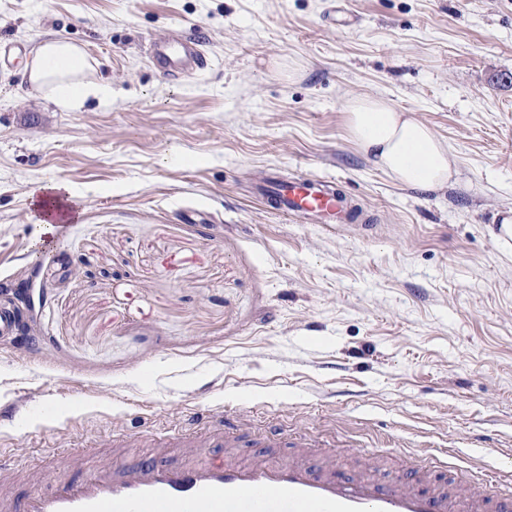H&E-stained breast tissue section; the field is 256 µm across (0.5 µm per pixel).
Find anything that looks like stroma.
Listing matches in <instances>:
<instances>
[{"instance_id":"obj_1","label":"stroma","mask_w":512,"mask_h":512,"mask_svg":"<svg viewBox=\"0 0 512 512\" xmlns=\"http://www.w3.org/2000/svg\"><path fill=\"white\" fill-rule=\"evenodd\" d=\"M179 29L210 65L146 53ZM85 48L110 95L65 111L28 81L46 39ZM303 72L289 79L288 64ZM391 99L446 140L452 185L408 188L350 141L344 105ZM334 178L364 213L325 230L269 213L261 176ZM63 185L77 209L45 229ZM512 0H0V419L23 468L89 470L113 427L175 431L213 402L256 432L336 430L378 476L451 455L455 480L512 456ZM202 46V41L195 35H167L152 41L150 62L162 78L173 81L187 71L203 69L207 65Z\"/></svg>"}]
</instances>
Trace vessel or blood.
Listing matches in <instances>:
<instances>
[{"mask_svg":"<svg viewBox=\"0 0 512 512\" xmlns=\"http://www.w3.org/2000/svg\"><path fill=\"white\" fill-rule=\"evenodd\" d=\"M149 58L169 81L207 64L199 37L185 34L153 40ZM261 198L281 216L320 224L350 219L346 197L324 177L272 178ZM204 421L203 434L191 426L173 436L152 435L158 451L148 462L112 458L83 476L33 474L34 491L21 499L11 485L14 467L0 462V512H512V496L494 500L477 487L460 489L453 479H438L447 463L437 457L392 480L354 469L345 473L329 456L310 463L315 449L329 442L305 433L288 459L258 456L241 463L234 450L252 435L248 415L215 403ZM215 443L223 446V457H205ZM173 448L181 449L180 462H169Z\"/></svg>","mask_w":512,"mask_h":512,"instance_id":"1","label":"vessel or blood"}]
</instances>
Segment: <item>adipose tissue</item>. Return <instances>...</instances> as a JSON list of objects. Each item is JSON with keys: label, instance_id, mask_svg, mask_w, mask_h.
<instances>
[{"label": "adipose tissue", "instance_id": "1", "mask_svg": "<svg viewBox=\"0 0 512 512\" xmlns=\"http://www.w3.org/2000/svg\"><path fill=\"white\" fill-rule=\"evenodd\" d=\"M90 62L77 44L63 39L43 41L28 80L48 91L62 106L77 109L89 98L107 95L106 86L87 81ZM351 141L380 170L421 191L445 187L456 173L448 145L424 123L384 96L359 95L344 106Z\"/></svg>", "mask_w": 512, "mask_h": 512}]
</instances>
